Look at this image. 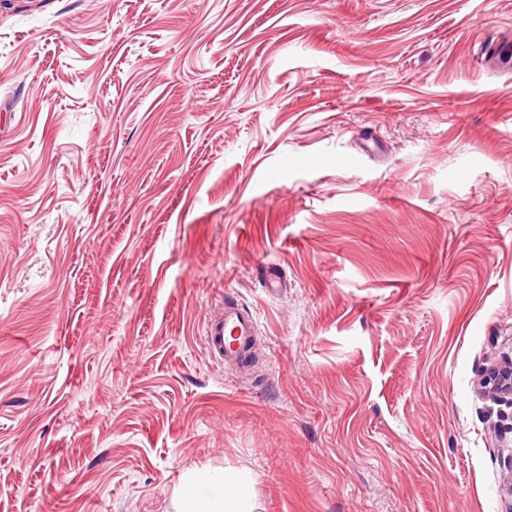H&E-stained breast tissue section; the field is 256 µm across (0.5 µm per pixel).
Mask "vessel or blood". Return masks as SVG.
<instances>
[{
  "instance_id": "obj_1",
  "label": "vessel or blood",
  "mask_w": 512,
  "mask_h": 512,
  "mask_svg": "<svg viewBox=\"0 0 512 512\" xmlns=\"http://www.w3.org/2000/svg\"><path fill=\"white\" fill-rule=\"evenodd\" d=\"M256 332L253 313L228 303L209 324L205 342L216 360L234 362L241 358L245 345Z\"/></svg>"
}]
</instances>
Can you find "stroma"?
Masks as SVG:
<instances>
[{
	"label": "stroma",
	"mask_w": 512,
	"mask_h": 512,
	"mask_svg": "<svg viewBox=\"0 0 512 512\" xmlns=\"http://www.w3.org/2000/svg\"><path fill=\"white\" fill-rule=\"evenodd\" d=\"M490 45L512 0H0V512H502ZM256 333L257 320L253 313L226 302L209 324L205 342L216 360L234 362L241 358L245 345ZM481 392L493 399L510 396L512 400V357L486 369L479 380ZM200 483L209 486L210 495L199 494ZM180 495L186 509L182 512H254L252 500L243 489L242 478L224 471L185 481Z\"/></svg>",
	"instance_id": "35a3bbf8"
}]
</instances>
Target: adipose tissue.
Instances as JSON below:
<instances>
[{
  "label": "adipose tissue",
  "instance_id": "obj_1",
  "mask_svg": "<svg viewBox=\"0 0 512 512\" xmlns=\"http://www.w3.org/2000/svg\"><path fill=\"white\" fill-rule=\"evenodd\" d=\"M180 495L185 512H254L242 478L225 472L185 481Z\"/></svg>",
  "mask_w": 512,
  "mask_h": 512
}]
</instances>
